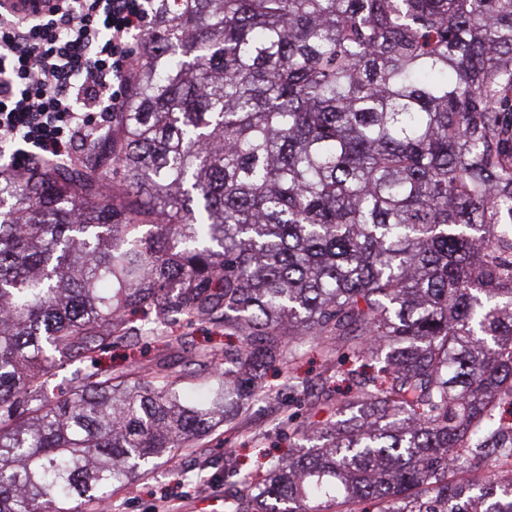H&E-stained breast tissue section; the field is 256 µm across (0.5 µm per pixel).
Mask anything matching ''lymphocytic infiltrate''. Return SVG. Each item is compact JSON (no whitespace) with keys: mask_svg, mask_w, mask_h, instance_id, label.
Instances as JSON below:
<instances>
[{"mask_svg":"<svg viewBox=\"0 0 512 512\" xmlns=\"http://www.w3.org/2000/svg\"><path fill=\"white\" fill-rule=\"evenodd\" d=\"M0 0V142L14 169L83 155L123 111L139 37L160 0Z\"/></svg>","mask_w":512,"mask_h":512,"instance_id":"1","label":"lymphocytic infiltrate"}]
</instances>
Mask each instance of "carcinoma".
I'll return each mask as SVG.
<instances>
[{"mask_svg":"<svg viewBox=\"0 0 512 512\" xmlns=\"http://www.w3.org/2000/svg\"><path fill=\"white\" fill-rule=\"evenodd\" d=\"M128 309L239 339L205 404L97 367ZM315 341L353 398L227 512H512L455 478L512 456V0H173L80 163L0 166V512H106Z\"/></svg>","mask_w":512,"mask_h":512,"instance_id":"1","label":"carcinoma"}]
</instances>
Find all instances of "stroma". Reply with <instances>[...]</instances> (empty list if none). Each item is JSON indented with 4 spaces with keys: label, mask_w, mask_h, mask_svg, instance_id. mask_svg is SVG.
Segmentation results:
<instances>
[{
    "label": "stroma",
    "mask_w": 512,
    "mask_h": 512,
    "mask_svg": "<svg viewBox=\"0 0 512 512\" xmlns=\"http://www.w3.org/2000/svg\"><path fill=\"white\" fill-rule=\"evenodd\" d=\"M187 333L189 342L183 349L162 354L151 341L139 340L104 349L100 363L114 373L134 377L162 360L172 371L185 374L186 388L204 391L210 372L194 365V354L200 349H223L230 339L223 326L210 322L194 323ZM330 369L321 346L310 343L288 375L268 372L274 386L269 398L231 408L228 423L189 447L171 449L168 456L143 469L113 495L112 512H157L163 504L174 512H226L225 492L235 489L245 474H262V451L275 457L300 453L303 441L293 430L314 421V396Z\"/></svg>",
    "instance_id": "stroma-1"
}]
</instances>
